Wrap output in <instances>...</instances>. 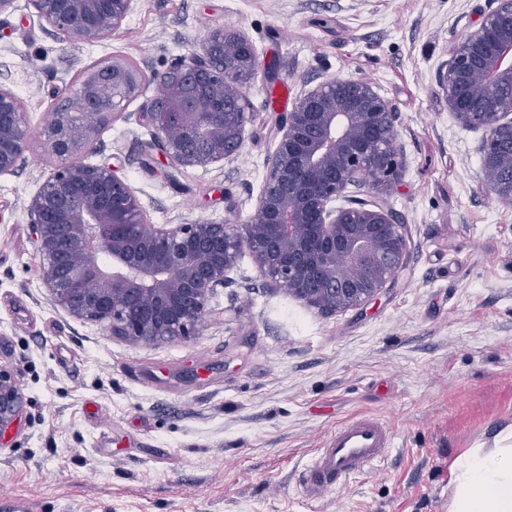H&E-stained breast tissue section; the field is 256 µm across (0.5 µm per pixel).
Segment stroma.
I'll use <instances>...</instances> for the list:
<instances>
[{"mask_svg":"<svg viewBox=\"0 0 512 512\" xmlns=\"http://www.w3.org/2000/svg\"><path fill=\"white\" fill-rule=\"evenodd\" d=\"M487 0H138L116 36L71 44L24 11L0 17V73L31 125L92 63L164 71L218 27L254 45L253 104L230 163L171 167L152 132L115 120L87 160L124 172L149 224L244 223L305 81L351 76L399 114L404 171L382 201L409 240L395 283L326 314L266 287L250 252L199 336L155 346L54 305L27 205L51 161L0 175V365L25 397L0 438V512H448V467L512 421V207L488 194L480 134L437 74ZM386 420L379 470L316 502L301 468L337 424Z\"/></svg>","mask_w":512,"mask_h":512,"instance_id":"35a3bbf8","label":"stroma"}]
</instances>
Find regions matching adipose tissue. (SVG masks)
Returning <instances> with one entry per match:
<instances>
[{"mask_svg": "<svg viewBox=\"0 0 512 512\" xmlns=\"http://www.w3.org/2000/svg\"><path fill=\"white\" fill-rule=\"evenodd\" d=\"M448 512H512V423L490 446L465 449L452 461Z\"/></svg>", "mask_w": 512, "mask_h": 512, "instance_id": "obj_1", "label": "adipose tissue"}]
</instances>
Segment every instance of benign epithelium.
Returning <instances> with one entry per match:
<instances>
[{
    "instance_id": "1",
    "label": "benign epithelium",
    "mask_w": 512,
    "mask_h": 512,
    "mask_svg": "<svg viewBox=\"0 0 512 512\" xmlns=\"http://www.w3.org/2000/svg\"><path fill=\"white\" fill-rule=\"evenodd\" d=\"M69 43L116 35L137 0H0V16L19 2ZM256 69L250 41L211 30L200 48L162 72L166 94L124 111L141 73L101 63L72 82L67 109L31 126L23 102L0 81V175L17 170L39 144L53 168L27 205L41 280L68 315L101 323L132 344L196 336L214 290L243 250L272 286L325 313L363 305L405 269L409 243L380 196L399 180L403 148L398 112L367 80L325 77L278 117L281 133L267 160L254 213L240 225L216 221L147 223L126 177L90 164L115 119L152 128V146L168 164L201 166L239 156L251 115L244 84ZM438 82L448 111L481 132L487 190L512 206V0H489L475 30L458 39ZM354 187L345 206L333 202ZM107 256L109 264H102ZM13 370L0 366V435L22 414Z\"/></svg>"
}]
</instances>
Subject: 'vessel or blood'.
I'll list each match as a JSON object with an SVG mask.
<instances>
[{"mask_svg":"<svg viewBox=\"0 0 512 512\" xmlns=\"http://www.w3.org/2000/svg\"><path fill=\"white\" fill-rule=\"evenodd\" d=\"M394 446L393 429L378 418L358 416L341 423L312 456L300 485L302 495L315 501L348 485L379 467Z\"/></svg>","mask_w":512,"mask_h":512,"instance_id":"obj_1","label":"vessel or blood"}]
</instances>
